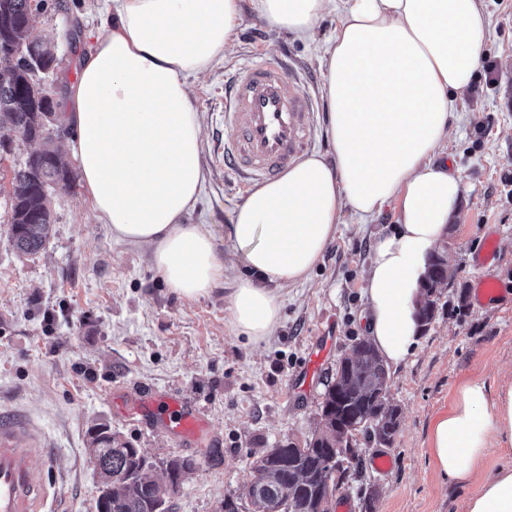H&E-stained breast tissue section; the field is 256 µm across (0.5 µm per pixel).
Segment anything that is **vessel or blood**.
<instances>
[{
  "label": "vessel or blood",
  "mask_w": 512,
  "mask_h": 512,
  "mask_svg": "<svg viewBox=\"0 0 512 512\" xmlns=\"http://www.w3.org/2000/svg\"><path fill=\"white\" fill-rule=\"evenodd\" d=\"M313 102L290 73L288 63L273 61L240 65L224 95V141L221 160L242 180L278 178L294 165L312 142ZM329 354L320 342L307 365L296 375L295 391L306 394ZM136 411L149 412L179 443H198L207 431L206 415L193 400L153 390L140 392ZM28 447H18L19 438ZM45 450L34 427L20 420H0V512H43L47 485L33 472L35 458Z\"/></svg>",
  "instance_id": "vessel-or-blood-1"
}]
</instances>
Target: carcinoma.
Masks as SVG:
<instances>
[{
    "label": "carcinoma",
    "mask_w": 512,
    "mask_h": 512,
    "mask_svg": "<svg viewBox=\"0 0 512 512\" xmlns=\"http://www.w3.org/2000/svg\"><path fill=\"white\" fill-rule=\"evenodd\" d=\"M32 0H0V38L28 49L33 41L30 18ZM43 76L33 77L31 70L16 59L0 55V130L6 129L25 138L38 137L42 148L36 157L14 162L11 218L21 217L10 227L8 241L22 254H34L49 241L54 224L50 206L51 190L72 188L74 180L59 166L58 149L50 135L38 136L37 118L57 108L52 99L41 96L36 86ZM445 260L434 253L424 287H431L435 277L443 276ZM354 348L357 361L341 370L347 384L346 409L353 417H371L373 422L359 429L367 442L380 445L377 428L392 421L393 404L379 398L387 391L388 371L377 349L368 339L358 340ZM109 449L99 461L112 470V499L121 503V512H168L170 492L159 484L154 474L157 460L132 448L120 436L99 432L92 438ZM336 434L329 424L307 444V448H268L253 463V478L245 494L224 498V512H319L318 505L336 493V476L327 471L329 444Z\"/></svg>",
    "instance_id": "1"
}]
</instances>
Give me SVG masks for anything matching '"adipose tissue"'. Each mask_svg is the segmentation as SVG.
Returning a JSON list of instances; mask_svg holds the SVG:
<instances>
[{
  "instance_id": "obj_1",
  "label": "adipose tissue",
  "mask_w": 512,
  "mask_h": 512,
  "mask_svg": "<svg viewBox=\"0 0 512 512\" xmlns=\"http://www.w3.org/2000/svg\"><path fill=\"white\" fill-rule=\"evenodd\" d=\"M257 17L301 39L338 10L324 83L332 156L313 153L280 179L248 190L230 241L246 273L228 297L231 324L270 336L281 291L307 278L344 213L365 220L396 207L373 244L365 280L367 329L380 355L404 362L419 341L417 308L429 258L457 214L462 178L438 148L455 101L476 72L486 35L481 0H251ZM108 30L80 60L65 99L91 208L115 238L152 247L155 273L196 300L224 284L210 233L186 223L201 191L203 129L188 76L205 74L242 20V0H103ZM443 484L469 486L467 512H512V384L463 382L428 438Z\"/></svg>"
}]
</instances>
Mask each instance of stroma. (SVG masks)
Returning <instances> with one entry per match:
<instances>
[{
	"label": "stroma",
	"instance_id": "stroma-1",
	"mask_svg": "<svg viewBox=\"0 0 512 512\" xmlns=\"http://www.w3.org/2000/svg\"><path fill=\"white\" fill-rule=\"evenodd\" d=\"M35 2L33 30L57 53L44 85L60 102L78 78L80 56L101 33L102 17L97 0ZM482 4V56L495 62L497 81L487 85L484 71H476L443 144L463 181L458 213L440 246L452 277L442 291L449 306L406 362L389 369L401 420L388 450L391 470L375 471L373 449L363 438L353 441L358 457L336 492L352 512H466L476 488L442 485L429 454V425L448 411L466 379L494 388L512 379V0ZM337 21L326 15L317 38L302 40L245 12L223 55L191 82L204 130V181L186 221L209 231L225 262L236 260L228 226L248 188L217 158L226 134L224 85L242 63L287 56L314 100L313 149L331 154L324 49ZM51 209L52 237L43 250L23 256L7 241L10 199L0 192V417L41 431L47 454L35 474L61 489L54 512H96L99 477L88 432L101 426L131 447L196 460L171 500L172 512H224L225 496L242 492L265 449L305 447L321 427L328 383L353 343L368 335L364 284L372 244L396 224V211L365 224L344 216L309 276L283 291L273 335L256 343L231 326L232 280L205 298H180L155 274L150 246L115 239L82 185L54 190ZM491 231L497 257L476 268L473 257ZM483 275L498 291L480 302L473 288ZM321 336L332 339L330 355L307 396L294 397L291 379ZM144 388L200 404L208 421L201 444L181 445L159 422L135 413ZM372 489L378 495L368 506L363 494Z\"/></svg>",
	"mask_w": 512,
	"mask_h": 512
}]
</instances>
